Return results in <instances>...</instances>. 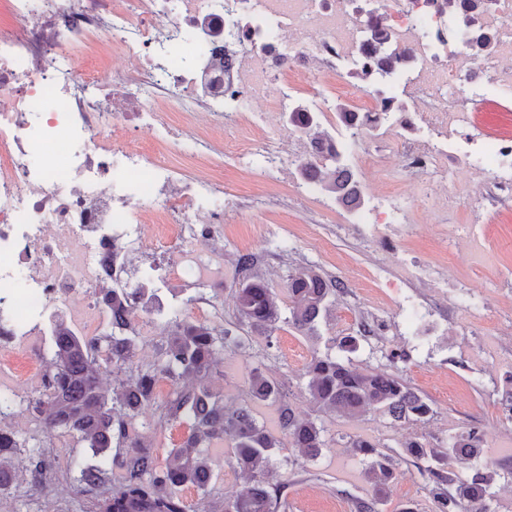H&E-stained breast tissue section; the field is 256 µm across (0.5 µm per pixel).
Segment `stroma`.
Segmentation results:
<instances>
[{
    "mask_svg": "<svg viewBox=\"0 0 512 512\" xmlns=\"http://www.w3.org/2000/svg\"><path fill=\"white\" fill-rule=\"evenodd\" d=\"M294 96L327 107L357 108L354 93L361 85L349 77L344 62L326 69L320 84L309 85L290 75ZM476 121L493 137L512 136V98L497 92L470 102ZM400 126L368 133L361 145L372 157V168L359 174L364 203L351 211L318 185L302 182L300 173L272 181L257 168L242 169L228 157L194 155L200 131L187 130L180 151L168 140L157 148L172 155L182 174L216 179L224 204V288L220 300L211 289H199L191 272L168 283L166 255L145 254L136 269L153 267V285L162 299L183 297V316L225 326L236 320L235 288L242 278L236 269L239 254L262 248L259 268L280 307H287V283L294 269L307 266L341 281L343 290L332 297L316 333L295 330L279 322L271 336L249 334L245 351H225L211 383L227 403L247 398L249 375L261 368L284 385L299 414H317L330 440L314 461L295 465V449H276L268 479L287 488L285 512H354L355 501L370 496L366 471L369 461L353 448L356 439L380 444L389 454L397 478L379 512H399L406 502L419 512H433L430 485L407 458L403 442L425 436L443 446L450 434L474 425L482 433L483 456L496 477L493 490L498 512H512V421L501 416V398L512 391V197L505 196L485 177L464 176L441 191V212L433 214L419 201L428 188L424 174L408 181L389 178L392 151L407 137ZM397 194L405 206L399 233V259L381 261L370 242L355 238L351 225L369 216L383 192ZM254 200V207H235L236 198ZM420 259L427 267L447 271L453 288L431 289L408 279L406 262ZM358 336L352 362L364 370H384L402 376L425 396L433 414L423 423L391 422L369 410L350 418L337 412H315L306 390L305 368L314 354L334 352L341 337ZM49 332H35L27 343L0 346V364L17 377L31 374L34 363L49 367ZM45 471L39 480L22 472L0 512H86L89 502L76 491L67 465L70 457L85 455L75 438L57 433L41 442ZM214 478L210 495L183 490L188 512H218L223 500L240 487L243 477L234 466L230 448L211 449Z\"/></svg>",
    "mask_w": 512,
    "mask_h": 512,
    "instance_id": "stroma-1",
    "label": "stroma"
}]
</instances>
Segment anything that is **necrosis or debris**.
Returning a JSON list of instances; mask_svg holds the SVG:
<instances>
[{
	"label": "necrosis or debris",
	"mask_w": 512,
	"mask_h": 512,
	"mask_svg": "<svg viewBox=\"0 0 512 512\" xmlns=\"http://www.w3.org/2000/svg\"><path fill=\"white\" fill-rule=\"evenodd\" d=\"M13 22L0 26V315L13 335H28L50 307L77 317L95 289L143 253L170 255L169 280L195 264L200 285L224 269L213 244L224 212L219 184L182 178L154 147L166 134L179 149L181 133L166 127L157 101L181 113L190 129H239L254 137L230 149L235 165L260 166L273 179L294 166L319 165L321 139L304 136L288 149L281 114L291 96L281 75L322 76L317 60L362 48L361 0H302L296 11L281 0H7ZM497 23L500 53L481 61L498 88L512 87V0H493L478 28ZM277 25L267 41L266 21ZM447 29L435 0H388L387 23L411 61L397 76L428 109L405 116L412 129L448 134L397 143L400 171L418 170L435 182L453 172L491 177L512 190V137L490 138L444 91L470 73V48L451 39L434 48L420 30ZM261 76L240 75L244 56ZM238 94L249 113L231 107ZM453 153L455 170L443 159ZM399 206L385 198L376 223L353 225L378 252H398L379 225L398 227Z\"/></svg>",
	"instance_id": "4bbe7bcc"
}]
</instances>
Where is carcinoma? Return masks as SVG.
Listing matches in <instances>:
<instances>
[{
	"instance_id": "1",
	"label": "carcinoma",
	"mask_w": 512,
	"mask_h": 512,
	"mask_svg": "<svg viewBox=\"0 0 512 512\" xmlns=\"http://www.w3.org/2000/svg\"><path fill=\"white\" fill-rule=\"evenodd\" d=\"M481 0H440L448 14V32L463 34L473 49L496 48L493 33L472 27V10ZM367 54L350 74L363 88L384 103L387 112L406 111V91L395 82V56L388 29L378 20L366 24ZM314 114L302 101L288 108V121L299 128L313 123ZM317 171L329 179L322 188L348 206L361 205L362 191L355 174L345 165V154L329 148ZM340 283L309 268H298L288 278V324L300 332L314 329L326 309L328 298ZM96 296L112 312L110 330L98 336H83L56 315L49 320L52 370L48 383L16 399L10 389H0V417L22 407L39 415L41 431L76 436L91 454L92 462L73 458L69 471L76 474L81 494L95 496L93 512H187L181 491L193 487L205 492L212 477L208 451L228 444L236 466L247 474V482L222 512H278L286 506L285 486L266 481L274 450L281 440L260 426L252 405L278 404V426L288 437V447L299 449L304 460L316 459L329 445L317 419L299 417L288 402L282 385L255 369L251 375L249 401L239 407L224 404V395L208 384L218 368L224 348H245L237 330L213 323L192 322L183 317L182 305H163L155 288H98ZM240 322L259 334L271 333L281 319L280 306L271 289L257 276L238 283L235 290ZM156 316V326L165 338L161 363L143 368L136 364L138 342L131 322L122 316L137 311ZM112 367V387L102 385L103 366ZM306 389L318 411L332 410L354 417L376 409L394 422H424L433 409L402 377L381 371H360L352 363L332 354L315 355L306 369ZM172 383L164 403L162 420L184 423L187 433L170 454L174 464L163 466L149 450L145 437L129 431L132 421L155 402L161 378ZM27 440L0 426V496L11 492L20 472L21 449ZM353 447L370 458L368 477L373 494L355 502L356 512H378L394 471L389 456L371 441L357 439ZM419 471L433 484L434 512H495L494 472L483 459L477 427L448 436V447L435 448L415 439L403 445ZM467 472L450 477V470Z\"/></svg>"
}]
</instances>
